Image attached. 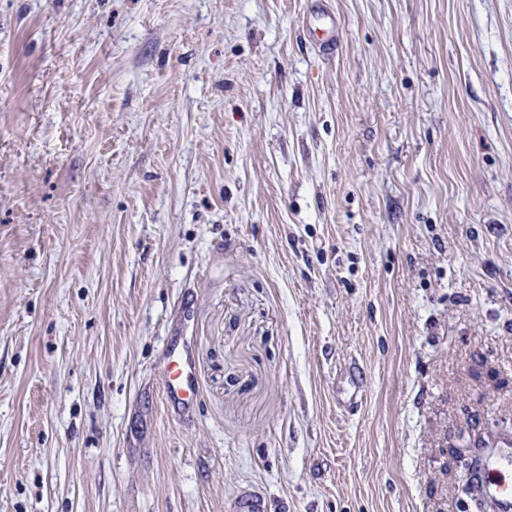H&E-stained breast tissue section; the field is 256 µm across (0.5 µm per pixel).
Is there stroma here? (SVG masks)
Here are the masks:
<instances>
[{
	"label": "stroma",
	"instance_id": "obj_1",
	"mask_svg": "<svg viewBox=\"0 0 512 512\" xmlns=\"http://www.w3.org/2000/svg\"><path fill=\"white\" fill-rule=\"evenodd\" d=\"M312 2L0 0V512H478L512 0ZM198 382L188 346L170 344L166 348V369L162 382V401L166 408L189 415L195 405Z\"/></svg>",
	"mask_w": 512,
	"mask_h": 512
}]
</instances>
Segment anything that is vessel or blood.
I'll return each instance as SVG.
<instances>
[{"label":"vessel or blood","instance_id":"1","mask_svg":"<svg viewBox=\"0 0 512 512\" xmlns=\"http://www.w3.org/2000/svg\"><path fill=\"white\" fill-rule=\"evenodd\" d=\"M198 382L188 346L169 345L162 382V401L166 408L189 415L195 405ZM478 496L490 501L495 512H512V444L489 449L472 476Z\"/></svg>","mask_w":512,"mask_h":512}]
</instances>
